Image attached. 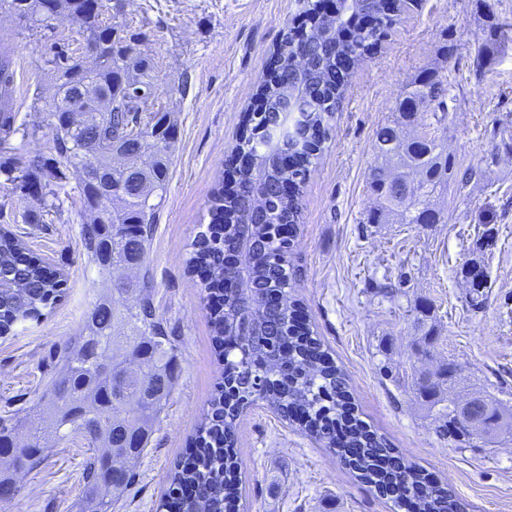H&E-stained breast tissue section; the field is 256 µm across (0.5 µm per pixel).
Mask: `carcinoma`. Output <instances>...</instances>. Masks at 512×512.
<instances>
[{"instance_id":"carcinoma-1","label":"carcinoma","mask_w":512,"mask_h":512,"mask_svg":"<svg viewBox=\"0 0 512 512\" xmlns=\"http://www.w3.org/2000/svg\"><path fill=\"white\" fill-rule=\"evenodd\" d=\"M23 2L27 29L46 23L43 0H0L7 12ZM406 0H378L376 11L364 4L340 3L337 27L325 26V16L297 37L284 35L276 51L277 70L291 73L289 86L300 87L317 101L309 114L307 143L294 149L293 140L271 143L265 123L275 124L286 112L283 82L266 83V100L255 117L238 155L245 158L238 191L232 196L219 187L211 195V234L193 244L189 266H204L210 278L201 282L203 302L214 292L224 294V312L210 313L215 353L224 365L221 385L208 404L185 460L168 477L160 504L164 512H234L238 495V457L234 452L238 418L260 399L283 415H305L306 429L328 450L338 454L356 476L388 497L393 506L415 499L416 512H462L448 490L425 482V474L359 417L345 374L326 360L327 354L311 327L295 326L302 307L288 293L287 254L281 224H297L303 188L329 136L333 119L354 66L378 44ZM60 11L78 26L93 47L89 55L46 49L39 67L51 75L54 92L49 109L51 138L45 150L33 154L11 146L16 135L34 138L40 126L16 124L12 107L14 71L10 45L14 31L0 33V160L3 186L32 196L37 206L23 216L27 224L61 218L66 199L76 193L85 209L96 212L93 231L81 227V243L95 265L107 293L86 314L78 334L60 356L62 374L38 396L37 424L0 417V483L16 471L36 469L50 452L46 436L67 441L80 436L91 450L82 471L83 512H112V490L135 480L132 465L148 445L152 427L168 405L176 375L175 344L157 319L149 274V249L157 215L165 201L170 160L167 148L173 124L155 112L149 61L134 56L124 30L100 20L97 0H57ZM327 47L298 74L297 51L312 44L315 33ZM512 46V22H499L490 31L477 58ZM415 73L397 96L388 121L375 132L376 163L368 178L375 207L369 224H440L441 212L432 198L448 184L464 186L481 175L477 167L463 171L445 152L446 120L452 81L447 63ZM297 157L286 169L284 154ZM102 171L101 181L83 178V170ZM295 184L286 198L262 196L254 205L249 184H272L283 176ZM75 186L68 187L70 180ZM252 224L248 257L254 292L274 289L277 302L264 311L247 313L244 291L223 261L236 249L240 225ZM63 280L31 255L12 233L0 234V332L23 320L42 316L63 295ZM138 363L127 373L130 362ZM439 385L424 374L415 379L421 397L432 398ZM448 437L484 441L512 436V414L497 403L475 398L461 409L443 412ZM28 429L29 445L17 436Z\"/></svg>"}]
</instances>
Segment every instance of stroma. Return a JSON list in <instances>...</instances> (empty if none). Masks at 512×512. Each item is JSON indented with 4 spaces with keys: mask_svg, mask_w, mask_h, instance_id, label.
<instances>
[{
    "mask_svg": "<svg viewBox=\"0 0 512 512\" xmlns=\"http://www.w3.org/2000/svg\"><path fill=\"white\" fill-rule=\"evenodd\" d=\"M307 0H123L117 23L135 54L150 58L158 103L176 123L169 149V188L150 246L156 314L177 346V377L155 424L134 483L112 495V512H157L167 475L200 424L222 367L191 245L210 221L209 199L224 179L232 149L266 82L271 56L304 15ZM512 20V0H408L376 47L354 70L330 122V137L304 189L303 212L288 254L290 291L308 314L331 360L342 368L360 417L408 460L447 485L466 512H512V438L476 447L438 436V408L411 389L420 370L455 363L448 398L482 395L512 410V152L498 150L496 131H512V50L477 64L492 23ZM16 31L14 108L38 125L37 138L13 144L37 152L51 136V96L37 69L46 46L80 50L65 16L39 32L0 12V29ZM451 46L456 70L445 145L458 168L481 167L480 179L434 202L440 224H370L367 177L374 133L387 122L406 81ZM31 201L0 187V228L60 272L66 292L51 314L17 324L0 337V416L25 415L59 371V352L76 336L102 288L87 261L80 230L88 215L66 202L50 224L22 220ZM497 227L489 247L475 250L484 225ZM485 268L481 309L467 303L461 268ZM406 275L404 292L383 300L386 279ZM240 512H397L357 479L299 424L265 402L239 421ZM78 439L54 446L18 479L21 493L0 512H77L82 496Z\"/></svg>",
    "mask_w": 512,
    "mask_h": 512,
    "instance_id": "stroma-1",
    "label": "stroma"
}]
</instances>
